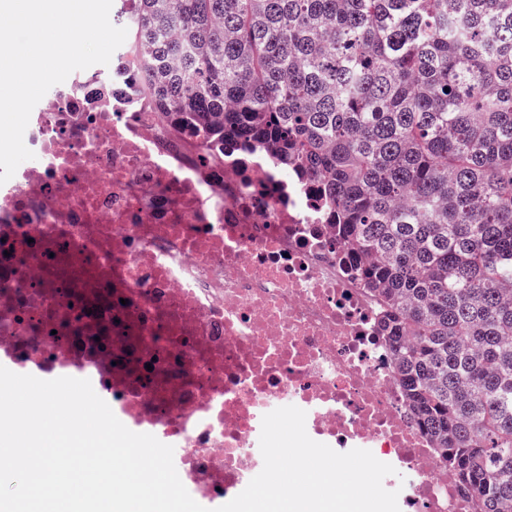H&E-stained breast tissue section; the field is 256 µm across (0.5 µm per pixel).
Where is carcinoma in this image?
Instances as JSON below:
<instances>
[{
	"label": "carcinoma",
	"instance_id": "1",
	"mask_svg": "<svg viewBox=\"0 0 512 512\" xmlns=\"http://www.w3.org/2000/svg\"><path fill=\"white\" fill-rule=\"evenodd\" d=\"M160 107L321 177L438 455L512 512V0H137Z\"/></svg>",
	"mask_w": 512,
	"mask_h": 512
}]
</instances>
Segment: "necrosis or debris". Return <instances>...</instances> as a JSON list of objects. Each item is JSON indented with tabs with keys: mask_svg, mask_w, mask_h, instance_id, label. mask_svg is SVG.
I'll list each match as a JSON object with an SVG mask.
<instances>
[{
	"mask_svg": "<svg viewBox=\"0 0 512 512\" xmlns=\"http://www.w3.org/2000/svg\"><path fill=\"white\" fill-rule=\"evenodd\" d=\"M24 143L33 159L0 185V365L89 379L173 446L211 510L261 471L263 416L294 405L313 440L394 467L400 512H477L405 398L319 181L265 144L211 146L124 52L53 86Z\"/></svg>",
	"mask_w": 512,
	"mask_h": 512,
	"instance_id": "necrosis-or-debris-1",
	"label": "necrosis or debris"
}]
</instances>
